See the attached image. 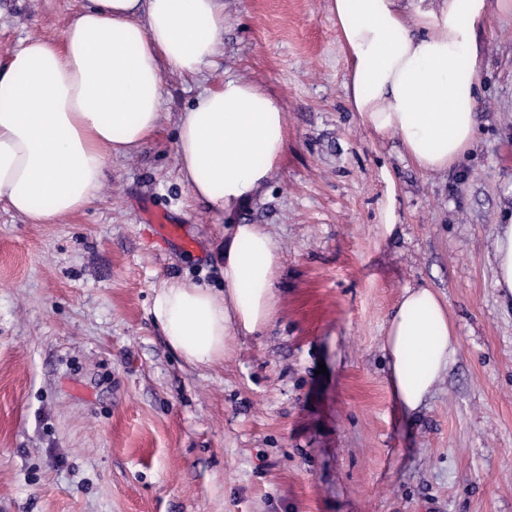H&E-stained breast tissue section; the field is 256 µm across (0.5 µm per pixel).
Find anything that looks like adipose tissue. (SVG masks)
Segmentation results:
<instances>
[{"instance_id": "1", "label": "adipose tissue", "mask_w": 512, "mask_h": 512, "mask_svg": "<svg viewBox=\"0 0 512 512\" xmlns=\"http://www.w3.org/2000/svg\"><path fill=\"white\" fill-rule=\"evenodd\" d=\"M224 0H91L61 43L30 40L0 68V201L33 224L95 202L110 158L140 151L161 119L165 74L196 76L224 52ZM512 0H329L343 50L346 101L373 136L396 138L423 174L458 166L477 134L478 33ZM288 118L264 86L237 78L197 95L181 116V183L233 215L264 191ZM494 286L512 303V223L493 227ZM223 289L167 280L150 313L192 365L222 361L230 338L277 315L282 255L261 225L224 233ZM458 337L432 288H405L383 349L393 394L419 410L447 373Z\"/></svg>"}]
</instances>
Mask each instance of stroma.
Instances as JSON below:
<instances>
[{"label":"stroma","instance_id":"obj_1","mask_svg":"<svg viewBox=\"0 0 512 512\" xmlns=\"http://www.w3.org/2000/svg\"><path fill=\"white\" fill-rule=\"evenodd\" d=\"M85 2L0 0V63L61 41ZM224 15L223 55L165 76L160 124L109 160L96 202L54 224L0 204V512H512V307L487 260L512 222V14L479 36L475 146L433 174L349 112L327 0H226ZM227 77L288 112L272 179L230 217L191 199L175 160L180 112ZM147 203L191 247L160 238ZM229 223L279 244V312L194 366L154 323V290L222 287ZM418 286L446 300L459 346L409 414L382 336Z\"/></svg>","mask_w":512,"mask_h":512}]
</instances>
